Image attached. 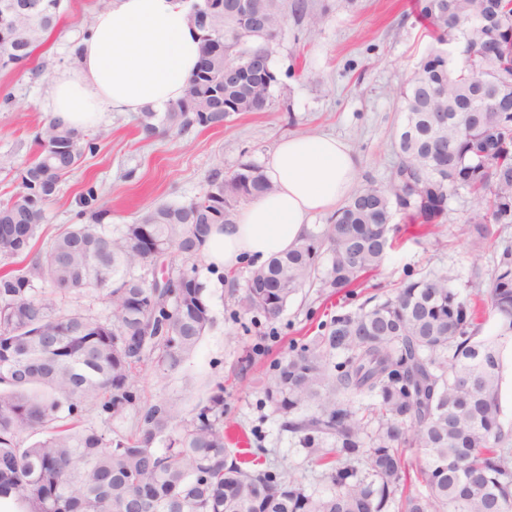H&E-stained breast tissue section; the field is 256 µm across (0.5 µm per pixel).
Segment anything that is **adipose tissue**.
Instances as JSON below:
<instances>
[{"mask_svg":"<svg viewBox=\"0 0 512 512\" xmlns=\"http://www.w3.org/2000/svg\"><path fill=\"white\" fill-rule=\"evenodd\" d=\"M200 50L184 0H113L94 13L89 36L74 47L72 65L58 71L44 110L86 127L109 112L165 107L182 97ZM356 172V157L341 139H281L266 162L273 191L216 225L202 249L206 262L231 271L288 252L309 232L314 215L352 195Z\"/></svg>","mask_w":512,"mask_h":512,"instance_id":"adipose-tissue-1","label":"adipose tissue"}]
</instances>
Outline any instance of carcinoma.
<instances>
[{"label": "carcinoma", "mask_w": 512, "mask_h": 512, "mask_svg": "<svg viewBox=\"0 0 512 512\" xmlns=\"http://www.w3.org/2000/svg\"><path fill=\"white\" fill-rule=\"evenodd\" d=\"M65 0H0V71L23 67L65 11ZM224 15L204 0L212 28L180 100L139 125L188 133L224 126L230 112H260L278 83L270 42L304 0H246ZM432 46L404 82L401 160L391 185L366 184L332 223L251 270L242 303L274 319L315 277L341 290L376 271L398 214L425 232L442 223L458 189L512 224V0H416ZM268 32L250 30V13ZM268 61L256 76L252 59ZM237 80L224 83V67ZM447 118L440 124L437 116ZM102 134L51 118L0 198V498L24 512H512V425L502 419V340L512 336V247L489 287L463 295L446 274L409 281L370 308L336 316L328 330L276 364L264 387L284 427L327 462L331 488L312 494L268 470L226 464L224 387L179 416L148 401L136 376L178 370L212 323L195 259L212 228L242 200L273 190L261 167L216 169L198 197L159 204L110 225L100 188L74 198L72 224L38 246L44 206ZM171 278L153 286L159 258ZM108 314L66 309L81 284ZM497 334L484 337L480 304ZM96 423H84L86 413ZM36 439L27 443L21 433ZM422 463L412 468L405 449ZM362 460L364 469L352 465Z\"/></svg>", "instance_id": "cac0c4a2"}]
</instances>
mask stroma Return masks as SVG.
<instances>
[{
    "label": "stroma",
    "mask_w": 512,
    "mask_h": 512,
    "mask_svg": "<svg viewBox=\"0 0 512 512\" xmlns=\"http://www.w3.org/2000/svg\"><path fill=\"white\" fill-rule=\"evenodd\" d=\"M309 16L289 19L272 42L278 82L266 111L229 115L223 127L145 137L134 112L109 114L99 127L95 155L83 157L46 207L42 240L75 221L72 201L86 182H96L116 224L131 223L162 203H184L207 187L213 170L230 175L245 161L264 165L277 142L295 134L326 133L346 141L357 160V184L389 186L398 162L402 120L400 86L425 55L431 39L415 0H307ZM101 7L100 0H67L65 12L32 62L0 71V156L26 160L33 135L47 119L42 103L56 72L72 63V47ZM320 20L310 26L309 17ZM477 202L460 189L448 201V215L432 234L413 237L407 220L383 264L354 295L330 294L319 284L303 288L278 319L238 304L252 268L218 271L200 266L213 324L182 368L146 371L139 382L147 396L176 400L189 415L216 385L224 387V423L243 430L253 451L283 479L314 494L328 492L322 466L301 448L265 403L262 381L291 343H305L320 324L358 308L371 294H389L403 282L447 273L456 288L473 277L489 280L504 247H512V224H488L477 237L467 219Z\"/></svg>",
    "instance_id": "stroma-1"
}]
</instances>
